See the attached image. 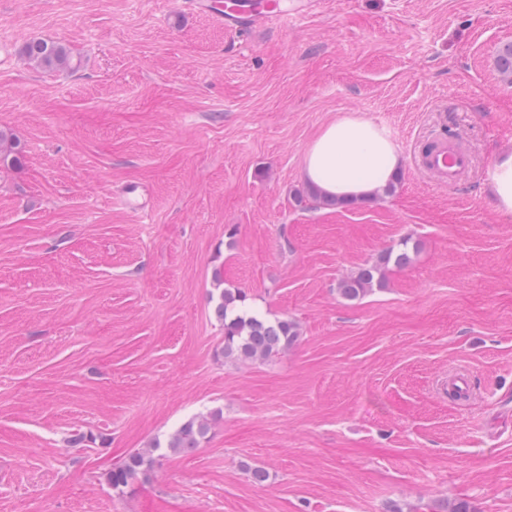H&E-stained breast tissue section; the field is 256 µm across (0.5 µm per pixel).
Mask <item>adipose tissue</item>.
I'll use <instances>...</instances> for the list:
<instances>
[{
    "mask_svg": "<svg viewBox=\"0 0 512 512\" xmlns=\"http://www.w3.org/2000/svg\"><path fill=\"white\" fill-rule=\"evenodd\" d=\"M401 164L398 149L383 128L347 115L315 136L305 152L302 177L327 198L360 200L388 185Z\"/></svg>",
    "mask_w": 512,
    "mask_h": 512,
    "instance_id": "ef3b65f1",
    "label": "adipose tissue"
}]
</instances>
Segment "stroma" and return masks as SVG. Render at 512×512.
Instances as JSON below:
<instances>
[{
    "label": "stroma",
    "mask_w": 512,
    "mask_h": 512,
    "mask_svg": "<svg viewBox=\"0 0 512 512\" xmlns=\"http://www.w3.org/2000/svg\"><path fill=\"white\" fill-rule=\"evenodd\" d=\"M36 38L70 68L28 60ZM508 42L512 0H318L245 33L193 0H0V512H512V214L488 183ZM348 114L396 144L393 192L297 207ZM440 139L472 159L454 189L419 164ZM405 237L385 287L339 295ZM218 270L296 345L218 358ZM213 411L199 448L112 491ZM156 457L153 453H133L107 474V482L117 494H124L140 473L151 470Z\"/></svg>",
    "instance_id": "obj_1"
}]
</instances>
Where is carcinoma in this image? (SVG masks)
Listing matches in <instances>:
<instances>
[{
  "instance_id": "1",
  "label": "carcinoma",
  "mask_w": 512,
  "mask_h": 512,
  "mask_svg": "<svg viewBox=\"0 0 512 512\" xmlns=\"http://www.w3.org/2000/svg\"><path fill=\"white\" fill-rule=\"evenodd\" d=\"M24 54L45 69H56L69 61L68 50L53 41L33 39L24 47ZM498 71L512 81V43L504 45L496 60ZM416 244L404 238L381 253L376 260L360 267L357 272L341 279L339 294L347 300H356L386 285L391 268H402L411 261ZM223 278L214 276L219 288V302L215 312L224 320V345L219 356L226 363L249 364L268 360L291 348L299 338L298 324L292 319L266 320L246 307V295L238 288L222 287ZM220 412L198 415L185 421L169 438L167 452H190L204 442ZM156 457L152 453H133L107 474V482L117 494L133 483L137 476L151 470Z\"/></svg>"
}]
</instances>
